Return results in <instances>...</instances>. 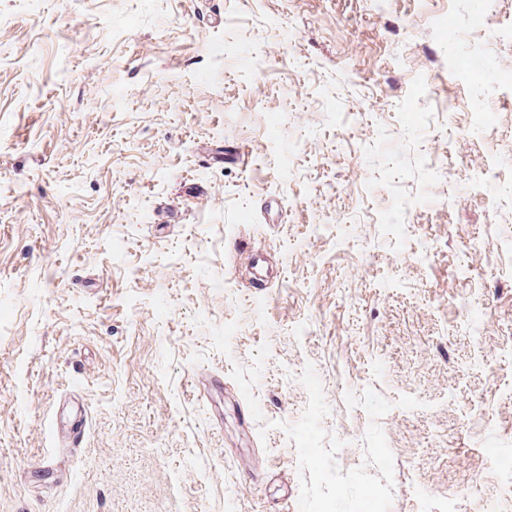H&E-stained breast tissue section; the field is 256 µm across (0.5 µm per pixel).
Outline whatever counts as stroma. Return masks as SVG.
<instances>
[{"mask_svg":"<svg viewBox=\"0 0 512 512\" xmlns=\"http://www.w3.org/2000/svg\"><path fill=\"white\" fill-rule=\"evenodd\" d=\"M509 17L512 0H0V512L498 494L512 181L483 179L512 168ZM230 141L244 164L220 161ZM269 197L283 223H263Z\"/></svg>","mask_w":512,"mask_h":512,"instance_id":"1","label":"stroma"}]
</instances>
